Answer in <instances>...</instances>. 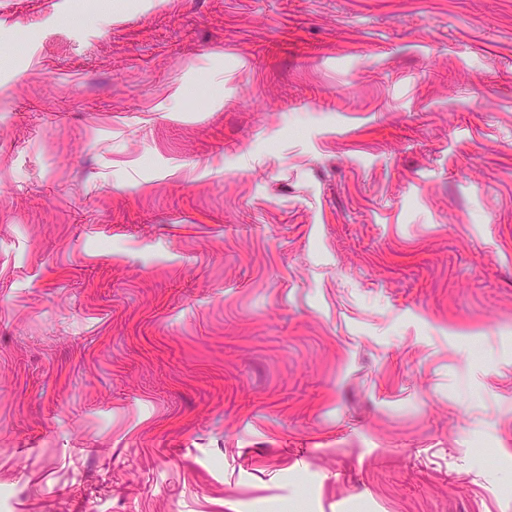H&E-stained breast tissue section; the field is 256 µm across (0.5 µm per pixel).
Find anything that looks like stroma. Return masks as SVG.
I'll return each instance as SVG.
<instances>
[{
	"instance_id": "1",
	"label": "stroma",
	"mask_w": 512,
	"mask_h": 512,
	"mask_svg": "<svg viewBox=\"0 0 512 512\" xmlns=\"http://www.w3.org/2000/svg\"><path fill=\"white\" fill-rule=\"evenodd\" d=\"M0 512H512V0H0Z\"/></svg>"
}]
</instances>
